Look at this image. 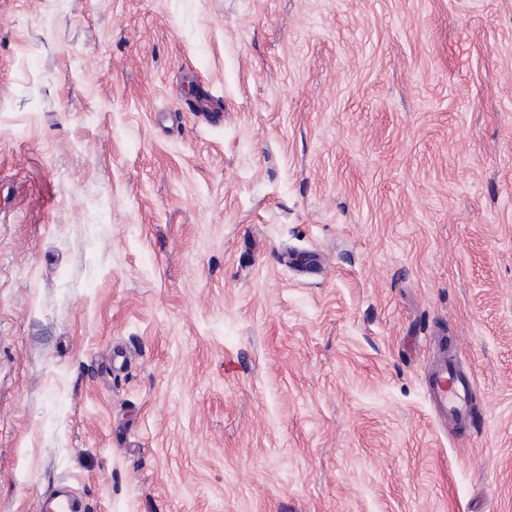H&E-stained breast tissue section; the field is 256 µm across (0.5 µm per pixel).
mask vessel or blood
Instances as JSON below:
<instances>
[{"mask_svg":"<svg viewBox=\"0 0 512 512\" xmlns=\"http://www.w3.org/2000/svg\"><path fill=\"white\" fill-rule=\"evenodd\" d=\"M428 385L439 421L453 429L467 428L472 418L471 381L459 370L456 353H441L431 368ZM76 510L72 495L61 488L48 494L40 505V512Z\"/></svg>","mask_w":512,"mask_h":512,"instance_id":"b4317fda","label":"vessel or blood"}]
</instances>
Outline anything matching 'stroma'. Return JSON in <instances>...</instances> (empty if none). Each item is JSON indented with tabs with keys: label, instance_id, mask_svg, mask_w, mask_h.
I'll return each instance as SVG.
<instances>
[{
	"label": "stroma",
	"instance_id": "35a3bbf8",
	"mask_svg": "<svg viewBox=\"0 0 512 512\" xmlns=\"http://www.w3.org/2000/svg\"><path fill=\"white\" fill-rule=\"evenodd\" d=\"M65 478L512 512V0H0V512ZM440 354L428 376L437 418L452 430L466 429L472 418L470 378L461 373L457 366V354L454 351L448 354L446 344L442 345Z\"/></svg>",
	"mask_w": 512,
	"mask_h": 512
}]
</instances>
